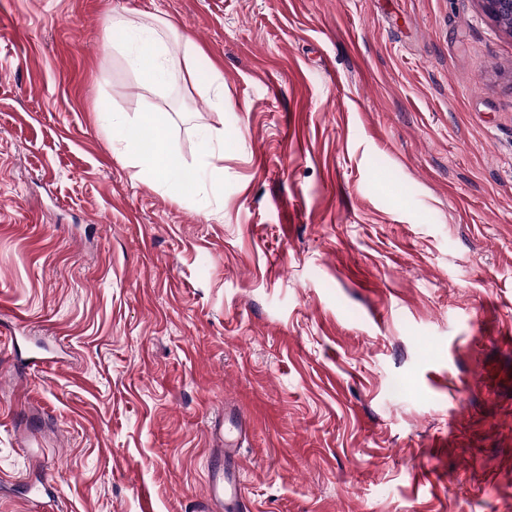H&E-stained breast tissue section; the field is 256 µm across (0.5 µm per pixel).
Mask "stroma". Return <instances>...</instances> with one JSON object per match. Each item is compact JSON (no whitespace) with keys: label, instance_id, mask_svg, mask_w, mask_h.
I'll use <instances>...</instances> for the list:
<instances>
[{"label":"stroma","instance_id":"stroma-1","mask_svg":"<svg viewBox=\"0 0 512 512\" xmlns=\"http://www.w3.org/2000/svg\"><path fill=\"white\" fill-rule=\"evenodd\" d=\"M116 11L189 36V75L146 89ZM0 13V512L43 482L192 512L228 407L252 512H512V33L480 0ZM115 107L191 166L222 140L223 196L137 175Z\"/></svg>","mask_w":512,"mask_h":512}]
</instances>
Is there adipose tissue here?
I'll return each mask as SVG.
<instances>
[{
  "instance_id": "1",
  "label": "adipose tissue",
  "mask_w": 512,
  "mask_h": 512,
  "mask_svg": "<svg viewBox=\"0 0 512 512\" xmlns=\"http://www.w3.org/2000/svg\"><path fill=\"white\" fill-rule=\"evenodd\" d=\"M175 32V26L165 20L149 27L117 15L105 27L104 42L107 49L123 55L130 67L144 73L150 85L158 87L177 76L182 64L198 51L196 43L188 38L170 44L168 38ZM108 121L138 175L153 179L175 197L204 190L223 195L224 145L210 134L200 138L199 165L189 166L167 143L164 113L149 110L131 120L115 113Z\"/></svg>"
}]
</instances>
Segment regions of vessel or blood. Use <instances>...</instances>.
<instances>
[{"label": "vessel or blood", "mask_w": 512, "mask_h": 512, "mask_svg": "<svg viewBox=\"0 0 512 512\" xmlns=\"http://www.w3.org/2000/svg\"><path fill=\"white\" fill-rule=\"evenodd\" d=\"M235 412H225L223 418L215 420L211 434L222 446L224 451L223 466L211 471L207 483V495L199 504L201 512H210L216 505H226L230 512H250V508L242 495L244 482L240 467L239 439L233 431L227 430L225 421L237 420Z\"/></svg>", "instance_id": "b4317fda"}]
</instances>
